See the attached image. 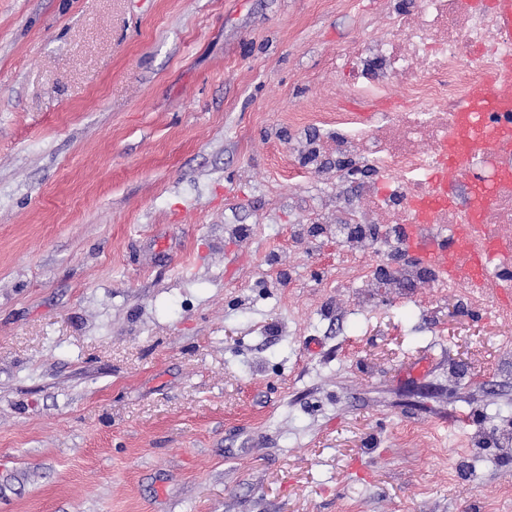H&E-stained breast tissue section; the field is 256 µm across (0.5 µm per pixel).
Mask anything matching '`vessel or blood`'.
<instances>
[{"instance_id":"1","label":"vessel or blood","mask_w":512,"mask_h":512,"mask_svg":"<svg viewBox=\"0 0 512 512\" xmlns=\"http://www.w3.org/2000/svg\"><path fill=\"white\" fill-rule=\"evenodd\" d=\"M493 111L512 112V86L490 83L471 88L456 114L454 136L448 144V167L436 176L441 191L439 195L415 204L417 221L428 219L437 206L454 201L456 173L469 166L472 158L484 152L490 144L489 139L479 135L478 129ZM404 244L418 263L434 268L446 278L465 280L486 269L485 260L481 257L476 258L471 266L459 264L460 240L456 237L427 238L411 230L407 232Z\"/></svg>"}]
</instances>
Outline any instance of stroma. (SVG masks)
<instances>
[{"mask_svg":"<svg viewBox=\"0 0 512 512\" xmlns=\"http://www.w3.org/2000/svg\"><path fill=\"white\" fill-rule=\"evenodd\" d=\"M384 0H0V512H485L494 308L293 241L290 117Z\"/></svg>","mask_w":512,"mask_h":512,"instance_id":"stroma-1","label":"stroma"}]
</instances>
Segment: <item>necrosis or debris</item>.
I'll return each mask as SVG.
<instances>
[{"mask_svg":"<svg viewBox=\"0 0 512 512\" xmlns=\"http://www.w3.org/2000/svg\"><path fill=\"white\" fill-rule=\"evenodd\" d=\"M498 15L462 8L460 0H387V30L361 33L336 55L350 67V91L362 101L388 97L401 108L365 118L360 111L328 107L308 122L314 137L297 143L288 157L289 179L324 180L322 214L305 210V224L334 216L333 235L347 260L358 267L364 288H411L425 282L454 293L466 305L498 307L512 280V144L495 145L472 163L492 187L480 216L471 202L435 210L425 234L465 228L471 252L496 251L481 283L443 280L415 264L403 245L412 223L411 202L435 195L431 180L444 166L454 115L472 85L484 81L512 41L501 36ZM386 191H379V184Z\"/></svg>","mask_w":512,"mask_h":512,"instance_id":"1","label":"necrosis or debris"}]
</instances>
